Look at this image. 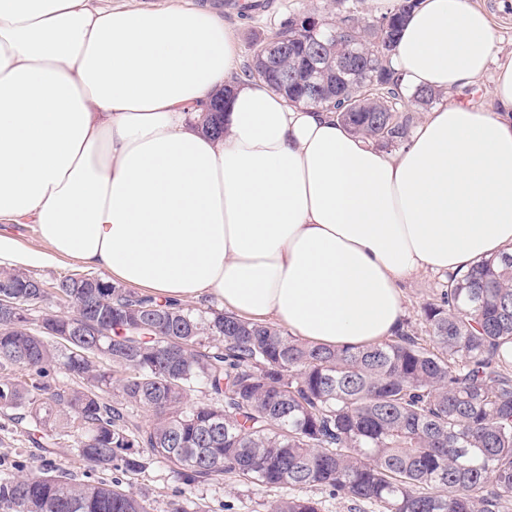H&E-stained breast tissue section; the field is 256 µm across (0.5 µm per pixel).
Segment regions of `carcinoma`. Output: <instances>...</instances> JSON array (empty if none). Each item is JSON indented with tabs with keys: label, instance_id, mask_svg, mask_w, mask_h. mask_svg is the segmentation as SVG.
<instances>
[{
	"label": "carcinoma",
	"instance_id": "1",
	"mask_svg": "<svg viewBox=\"0 0 512 512\" xmlns=\"http://www.w3.org/2000/svg\"><path fill=\"white\" fill-rule=\"evenodd\" d=\"M411 0L382 15L387 30L361 27L358 70L347 45L319 14L284 23L279 68L243 74L291 103L336 111L354 132L399 144L411 116L388 66ZM381 38V55L368 54ZM322 42L324 94L303 80L309 42ZM221 137V113L200 116ZM38 278L0 268V294L17 299L0 315V414L43 449L34 471L0 475V512H150L122 476L153 462L189 490L226 475L293 490L319 486L332 498L381 512H512V252L448 276L423 308L432 347L400 328L357 349L295 338L278 327L215 309L158 302L102 277L57 281L73 314L30 311L47 301ZM63 374L68 382L59 381ZM208 399H193L198 386ZM152 419L145 423L140 412ZM71 442L112 483L78 480L48 456ZM272 512H321L300 495Z\"/></svg>",
	"mask_w": 512,
	"mask_h": 512
}]
</instances>
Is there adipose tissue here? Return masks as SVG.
Listing matches in <instances>:
<instances>
[{
	"label": "adipose tissue",
	"mask_w": 512,
	"mask_h": 512,
	"mask_svg": "<svg viewBox=\"0 0 512 512\" xmlns=\"http://www.w3.org/2000/svg\"><path fill=\"white\" fill-rule=\"evenodd\" d=\"M470 0H419L403 94L495 77L385 153L335 113L234 80L235 36L190 0H0V224L153 299L204 295L311 342L394 336L401 283L512 250V53ZM229 89L226 134L192 124ZM491 76L492 71L483 78L482 82L456 92L455 98L462 99L477 107L488 108L490 105V98L487 92L491 88Z\"/></svg>",
	"instance_id": "ef3b65f1"
}]
</instances>
